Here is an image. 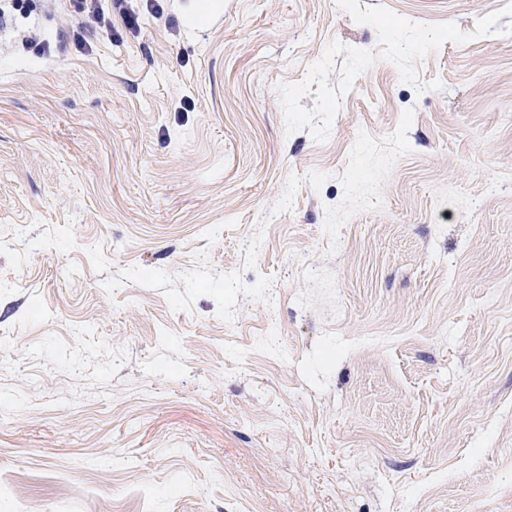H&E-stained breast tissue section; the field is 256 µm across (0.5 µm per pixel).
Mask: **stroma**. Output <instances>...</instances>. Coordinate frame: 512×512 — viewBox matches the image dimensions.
Returning <instances> with one entry per match:
<instances>
[{
	"label": "stroma",
	"instance_id": "1",
	"mask_svg": "<svg viewBox=\"0 0 512 512\" xmlns=\"http://www.w3.org/2000/svg\"><path fill=\"white\" fill-rule=\"evenodd\" d=\"M33 2L0 512H512V0ZM77 7L79 13L90 19L91 22L96 24V28L111 30L112 16L106 15L103 9L102 0H77Z\"/></svg>",
	"mask_w": 512,
	"mask_h": 512
}]
</instances>
